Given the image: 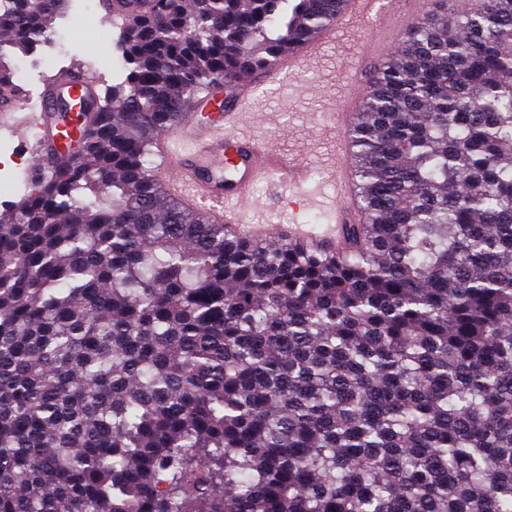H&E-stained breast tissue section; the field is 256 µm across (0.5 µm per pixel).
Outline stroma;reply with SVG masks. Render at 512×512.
<instances>
[{
	"mask_svg": "<svg viewBox=\"0 0 512 512\" xmlns=\"http://www.w3.org/2000/svg\"><path fill=\"white\" fill-rule=\"evenodd\" d=\"M100 3L101 0L90 2L95 23H88L86 17L70 7L49 20L48 33L62 27L68 30L67 49L56 61H49L38 51L22 57L8 46L0 50L11 64L26 65L19 104H27L30 97L41 93L49 76L73 66L97 69L103 75L101 87L105 90L124 81L125 70L108 69L111 61L121 57L123 22L102 20ZM370 27V22L361 21L343 29L294 81L260 88L252 99L241 121L244 131L256 141L274 144L281 153L305 165L309 171L305 189L317 195L316 202L306 201L294 209L279 204L269 184L256 185L251 197L263 223L326 224L335 213L336 201L327 182V169L333 158L336 133L328 126L327 115L351 90Z\"/></svg>",
	"mask_w": 512,
	"mask_h": 512,
	"instance_id": "obj_1",
	"label": "stroma"
}]
</instances>
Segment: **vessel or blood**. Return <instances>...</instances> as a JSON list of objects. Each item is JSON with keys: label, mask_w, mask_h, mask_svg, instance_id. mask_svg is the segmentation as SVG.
I'll use <instances>...</instances> for the list:
<instances>
[{"label": "vessel or blood", "mask_w": 512, "mask_h": 512, "mask_svg": "<svg viewBox=\"0 0 512 512\" xmlns=\"http://www.w3.org/2000/svg\"><path fill=\"white\" fill-rule=\"evenodd\" d=\"M156 0H105L108 13L126 18L150 11ZM419 0H342L338 21L325 28L319 42L307 43L281 58L263 73V84L279 85L300 74L304 59L317 55L321 47L335 41L341 30L368 18L375 24L365 43L363 60L375 58L384 47L383 37L391 29L405 26L416 17ZM99 75L75 69L50 80L42 97V110L32 122L38 130L34 166L48 171L74 156L78 137L62 108L72 101L97 103ZM230 102L204 114L188 112L154 139L160 157L155 172L166 193L188 207H204L211 223L230 228L236 236L260 243L283 240L305 245L315 252H340L349 244V227L358 223L360 212L354 192L348 129L357 107L356 93L340 101L329 118L336 128V173L334 178L336 221L332 224H250L245 215L251 187L260 181L272 185L278 195L295 193L306 173L274 147L243 138L238 120L253 90L251 78L231 85Z\"/></svg>", "instance_id": "obj_1"}]
</instances>
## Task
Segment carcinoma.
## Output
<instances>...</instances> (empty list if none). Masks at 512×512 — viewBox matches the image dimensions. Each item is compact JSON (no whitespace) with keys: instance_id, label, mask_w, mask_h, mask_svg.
<instances>
[{"instance_id":"1","label":"carcinoma","mask_w":512,"mask_h":512,"mask_svg":"<svg viewBox=\"0 0 512 512\" xmlns=\"http://www.w3.org/2000/svg\"><path fill=\"white\" fill-rule=\"evenodd\" d=\"M68 2L0 0V43ZM157 2L77 158L0 217V512H512V0L404 28L338 255L224 237L149 160L338 0Z\"/></svg>"}]
</instances>
